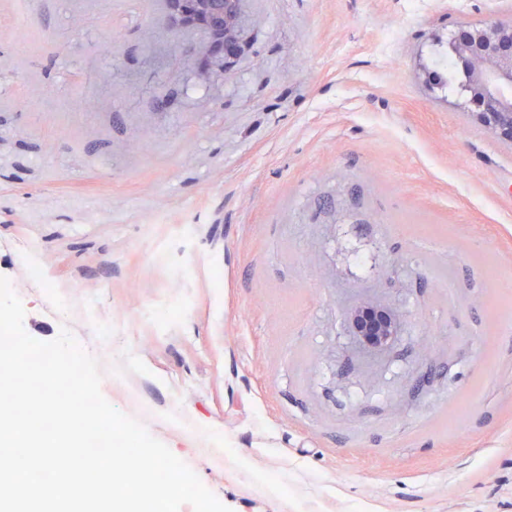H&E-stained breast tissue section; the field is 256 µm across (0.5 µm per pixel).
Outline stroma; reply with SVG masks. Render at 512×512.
<instances>
[{
  "instance_id": "35a3bbf8",
  "label": "stroma",
  "mask_w": 512,
  "mask_h": 512,
  "mask_svg": "<svg viewBox=\"0 0 512 512\" xmlns=\"http://www.w3.org/2000/svg\"><path fill=\"white\" fill-rule=\"evenodd\" d=\"M163 12L0 0L26 332L69 329L231 512H512V150L440 64L512 0H248L206 84ZM366 299L403 314L380 354ZM345 325L364 353L381 352L402 335L400 311L376 301L363 302L348 311Z\"/></svg>"
}]
</instances>
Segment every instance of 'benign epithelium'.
I'll return each mask as SVG.
<instances>
[{"label": "benign epithelium", "mask_w": 512, "mask_h": 512, "mask_svg": "<svg viewBox=\"0 0 512 512\" xmlns=\"http://www.w3.org/2000/svg\"><path fill=\"white\" fill-rule=\"evenodd\" d=\"M164 19L179 32L200 33L176 62L202 83L215 66L229 73L251 38L244 0H166ZM461 33L450 38L448 50L466 76V115L512 149V18L469 25ZM345 325L363 352L376 353L402 335L403 319L395 307L366 301L348 311Z\"/></svg>", "instance_id": "1"}]
</instances>
